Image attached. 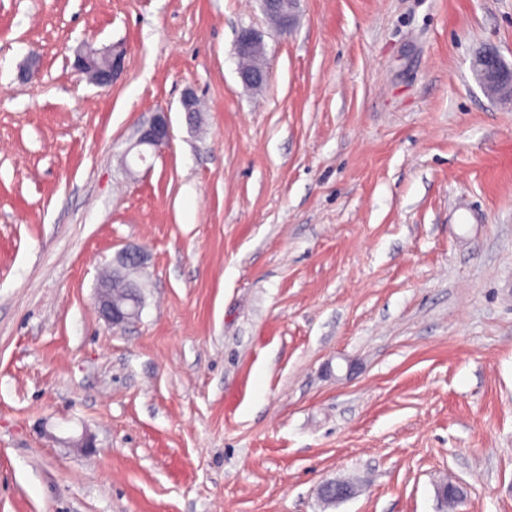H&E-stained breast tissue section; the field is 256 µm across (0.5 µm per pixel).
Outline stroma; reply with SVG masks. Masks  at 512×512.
Masks as SVG:
<instances>
[{
	"instance_id": "35a3bbf8",
	"label": "stroma",
	"mask_w": 512,
	"mask_h": 512,
	"mask_svg": "<svg viewBox=\"0 0 512 512\" xmlns=\"http://www.w3.org/2000/svg\"><path fill=\"white\" fill-rule=\"evenodd\" d=\"M84 43L127 48L111 88ZM489 44L512 64V0H298L285 32L260 0H0V512H448L446 479L512 512ZM162 107L168 146L126 170ZM128 248L145 305L115 329L95 288ZM237 55L241 61L249 60L253 57H264L265 45L262 35L254 30H245L242 32L237 43Z\"/></svg>"
}]
</instances>
